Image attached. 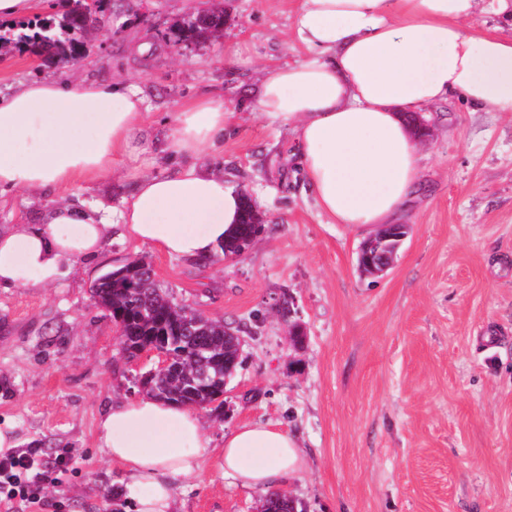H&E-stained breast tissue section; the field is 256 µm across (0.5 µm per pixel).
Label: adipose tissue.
Here are the masks:
<instances>
[{
    "instance_id": "ef3b65f1",
    "label": "adipose tissue",
    "mask_w": 512,
    "mask_h": 512,
    "mask_svg": "<svg viewBox=\"0 0 512 512\" xmlns=\"http://www.w3.org/2000/svg\"><path fill=\"white\" fill-rule=\"evenodd\" d=\"M480 13L512 14V0H297L290 30L306 55L268 69L250 108L291 131L329 223L382 226L410 203L421 156L404 113L456 97L512 113V33L475 31ZM235 118L222 95H201L155 143L130 82L41 77L0 95V200L21 189L49 202L43 223L0 225V289L70 279L102 257L116 225L172 256L215 254L241 197L202 156L223 148ZM158 153L172 162L162 174L151 170ZM120 157L134 163V190L119 209L53 202L58 189L111 178ZM96 445L124 468L134 512H173V480L196 477L211 453L223 476L264 493L305 468L287 431L244 424L214 450L196 410L151 396L112 404Z\"/></svg>"
}]
</instances>
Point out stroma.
<instances>
[{
    "mask_svg": "<svg viewBox=\"0 0 512 512\" xmlns=\"http://www.w3.org/2000/svg\"><path fill=\"white\" fill-rule=\"evenodd\" d=\"M85 53L57 67L30 51L0 57V90L68 74L138 84L163 139L180 104L219 92L237 119L206 161L265 216L239 256H170L115 229L102 259L51 288L0 290V421L46 473L36 512H132L124 471L95 444L109 404L138 398L151 362L130 360L90 288L138 257L173 301L240 329L224 407L202 409L212 447L245 423L292 435L303 474L283 482L304 512H512V114L460 99L422 109L429 137L409 233L391 269L362 275L371 230L331 224L297 162L293 135L246 105L264 69L304 51L294 0H110ZM219 6L224 26L175 47L171 27ZM237 41L248 65L224 59ZM288 303L289 321L278 312ZM177 480L175 512H257L261 491L223 477L214 456Z\"/></svg>",
    "mask_w": 512,
    "mask_h": 512,
    "instance_id": "stroma-1",
    "label": "stroma"
}]
</instances>
